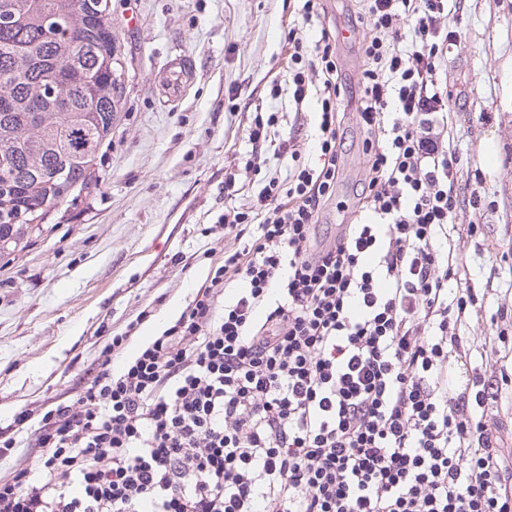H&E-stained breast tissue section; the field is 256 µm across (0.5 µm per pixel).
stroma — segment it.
Listing matches in <instances>:
<instances>
[{
  "label": "stroma",
  "instance_id": "1",
  "mask_svg": "<svg viewBox=\"0 0 512 512\" xmlns=\"http://www.w3.org/2000/svg\"><path fill=\"white\" fill-rule=\"evenodd\" d=\"M296 0H112L124 66L121 109L97 159V186L29 228L24 247L0 252V434L21 449L0 460V477L40 474L36 430L51 403L73 399L96 370L112 336L137 324L124 356L160 335L185 309L209 268L224 259L226 206L257 194L266 175L286 176L289 152L269 156L263 173L246 169L255 117H274L294 132L302 158H314L320 114L315 101L296 106L287 89L271 96L279 46ZM458 37L439 73L453 95L448 128L464 184L450 231L478 299L460 332L471 357L465 378L512 368L498 332L512 333V0H466ZM189 65L181 99L164 78ZM345 171L321 218L328 239L351 204L364 158L359 117L348 112ZM235 178L244 194L229 198ZM481 203H468L471 192ZM477 233H469V223ZM148 321H140L142 311ZM27 413L15 429L18 413Z\"/></svg>",
  "mask_w": 512,
  "mask_h": 512
}]
</instances>
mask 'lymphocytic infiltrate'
I'll return each mask as SVG.
<instances>
[{
  "label": "lymphocytic infiltrate",
  "instance_id": "f902f5d3",
  "mask_svg": "<svg viewBox=\"0 0 512 512\" xmlns=\"http://www.w3.org/2000/svg\"><path fill=\"white\" fill-rule=\"evenodd\" d=\"M357 3V87L323 0L299 11L319 39L289 29L271 81L296 105L316 96L317 164L225 208L223 263L133 359L112 369L131 339L113 337L76 398L44 413L42 475L0 478V512H512V464L485 411L512 371L470 393L448 383L473 300L448 242L461 158L436 78L459 13L448 0ZM350 108L365 172L324 247Z\"/></svg>",
  "mask_w": 512,
  "mask_h": 512
}]
</instances>
